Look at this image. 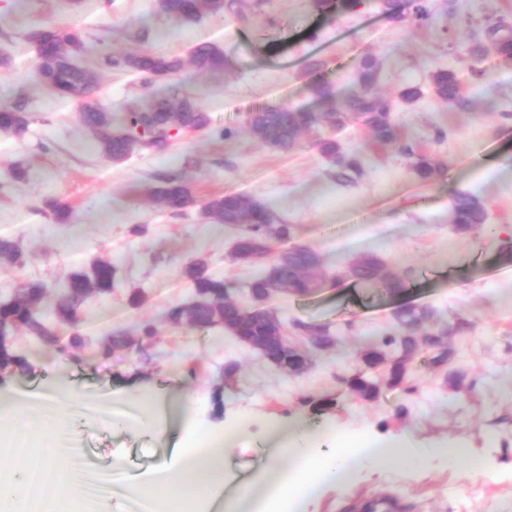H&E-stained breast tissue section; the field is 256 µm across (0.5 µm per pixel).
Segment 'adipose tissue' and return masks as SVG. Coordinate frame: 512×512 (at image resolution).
Listing matches in <instances>:
<instances>
[{
  "instance_id": "ef3b65f1",
  "label": "adipose tissue",
  "mask_w": 512,
  "mask_h": 512,
  "mask_svg": "<svg viewBox=\"0 0 512 512\" xmlns=\"http://www.w3.org/2000/svg\"><path fill=\"white\" fill-rule=\"evenodd\" d=\"M240 436V427L227 426L220 435L208 437L206 446L181 448L178 469H159L154 478L131 487L137 512H169L174 502L190 503V512H212L219 498L225 512H254L261 501L270 512H312L330 487L375 467L409 468L440 460L475 473L485 468L480 455L462 446L419 448L406 435L357 438L341 432L336 423L317 428L295 416L268 426L265 442L270 450L261 476L235 490L225 478V463ZM32 454L50 469V484L30 486L19 466L0 455L1 502H14L17 512H58L60 495L79 499L73 468L58 449L36 448Z\"/></svg>"
}]
</instances>
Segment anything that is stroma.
<instances>
[{
  "label": "stroma",
  "mask_w": 512,
  "mask_h": 512,
  "mask_svg": "<svg viewBox=\"0 0 512 512\" xmlns=\"http://www.w3.org/2000/svg\"><path fill=\"white\" fill-rule=\"evenodd\" d=\"M398 3L393 19L382 14L379 0L330 13L319 12L313 0H236L223 15L177 25L156 12L153 0H79L74 7L66 0H0V102L26 96L30 113L25 133L0 134V235L18 239L26 256L19 270L0 264V294L25 279L58 283L109 256L120 284L88 303L83 334L97 345L113 331L137 333L145 322L157 331L148 357L132 352L109 362L85 353L61 358L21 332L16 347L31 369L0 376V399L45 401L69 417L71 441L89 470L107 479L110 512H132L126 486L161 464H176L178 446L231 424H246L248 440L230 456L227 471L235 480L251 477L263 462L253 439L269 421L294 413L335 420L362 436L406 434L420 448L463 445L487 463L478 474L432 461L364 475L331 491L319 512H368V503L381 497L394 502V512H512V177L502 173L512 166V139L505 137L512 118L501 117L512 111V63L476 59L448 43L460 14L512 19V0H427L431 20L420 26L410 21L411 0ZM47 25L81 32L89 48L83 63L96 72L93 93L112 111L180 90L209 113L212 128L231 126L235 135L182 134L165 153L137 150L112 162L82 125L77 103L55 96L35 76L28 33ZM204 43L223 50V70L202 73L190 64ZM145 49L179 56L184 66L147 83L99 63L104 52ZM367 55L380 64L378 90L392 102L405 144L433 157L444 170L438 180L419 182L400 147L372 148L368 131L352 121L340 129L321 124L287 153L246 131L244 118L256 107L314 108L317 81L330 84L336 106H343ZM440 67L456 71L468 108L432 94L431 75ZM408 86L420 87L422 97L403 101ZM321 136L364 156V171L352 184L336 183L316 145ZM18 161L28 169L22 182L8 173ZM162 174L180 176L196 207L164 210L150 195ZM461 191L487 205L485 226L468 235L451 223V201ZM224 193L261 200L294 226L293 243L323 257L329 278L315 293L280 292L272 300L290 324V342L310 359L303 373L278 372L224 330L174 326L165 317L169 307L189 301L180 270L202 251L233 298L247 299L250 270L229 258L235 229L199 217V204ZM49 198L70 204V223H54L43 209ZM134 224L147 225L146 234L132 235ZM365 253L381 255L396 272L414 271L407 292L390 296L333 280L339 266ZM134 287L146 295L136 308L128 303ZM403 304L464 321L450 343L474 384L471 392L457 395L448 370L432 367L421 351L408 361L413 393L385 386L366 399L350 389L355 375L381 376L364 355L381 343ZM323 324L335 345L307 346L304 326ZM227 361L239 367L231 382L222 371ZM145 392L157 402H185L186 418L171 419L164 433L104 422L103 413L124 410L116 395ZM325 399L330 407L315 411L314 403Z\"/></svg>",
  "instance_id": "stroma-1"
}]
</instances>
